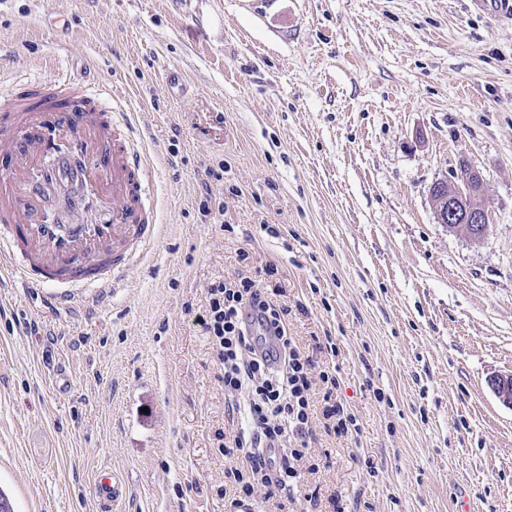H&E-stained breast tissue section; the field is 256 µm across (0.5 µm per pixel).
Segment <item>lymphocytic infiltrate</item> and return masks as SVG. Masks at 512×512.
Segmentation results:
<instances>
[{
  "mask_svg": "<svg viewBox=\"0 0 512 512\" xmlns=\"http://www.w3.org/2000/svg\"><path fill=\"white\" fill-rule=\"evenodd\" d=\"M206 301L194 323L212 342L231 396L228 411L240 418L223 450L235 483L232 503L249 501L259 488L266 498L289 499L305 474L318 469L306 442L314 382L325 387L322 415L335 435L359 433L357 418L337 400L333 370L312 376L309 358L288 334L284 307L255 279L242 274L215 282ZM243 389L249 396L240 405L232 396Z\"/></svg>",
  "mask_w": 512,
  "mask_h": 512,
  "instance_id": "lymphocytic-infiltrate-1",
  "label": "lymphocytic infiltrate"
}]
</instances>
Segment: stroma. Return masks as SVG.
Returning <instances> with one entry per match:
<instances>
[{
	"instance_id": "obj_1",
	"label": "stroma",
	"mask_w": 512,
	"mask_h": 512,
	"mask_svg": "<svg viewBox=\"0 0 512 512\" xmlns=\"http://www.w3.org/2000/svg\"><path fill=\"white\" fill-rule=\"evenodd\" d=\"M112 83L154 159L151 251L73 310L0 288L14 512H229L212 282L276 290L357 439L315 418L288 512H512V15L471 0H0L7 87ZM480 170L474 240L429 198ZM335 351H328V344ZM123 481L95 497L100 469Z\"/></svg>"
}]
</instances>
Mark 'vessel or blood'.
I'll return each mask as SVG.
<instances>
[{"label":"vessel or blood","mask_w":512,"mask_h":512,"mask_svg":"<svg viewBox=\"0 0 512 512\" xmlns=\"http://www.w3.org/2000/svg\"><path fill=\"white\" fill-rule=\"evenodd\" d=\"M100 95L83 82L62 86L50 78L16 93L15 111L0 114V153L46 151L40 130L50 119L60 135L76 140L75 153H56L60 172L91 183L112 179L108 224L49 223L37 186L0 180V250L14 259L9 281L25 288L55 286L54 299L64 307L80 292L109 291L132 267L137 247L158 235L145 179L150 164L138 151L128 120L88 111L89 99Z\"/></svg>","instance_id":"vessel-or-blood-1"}]
</instances>
